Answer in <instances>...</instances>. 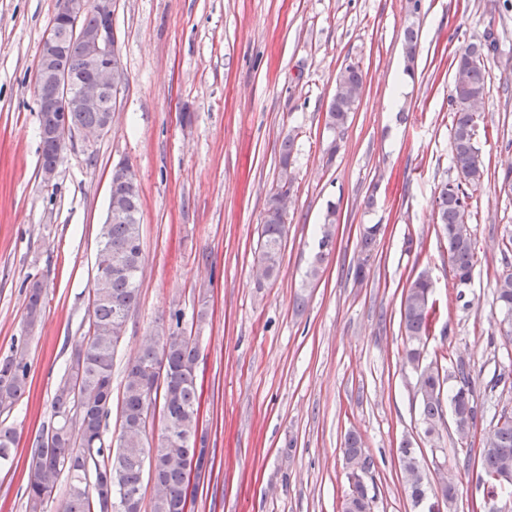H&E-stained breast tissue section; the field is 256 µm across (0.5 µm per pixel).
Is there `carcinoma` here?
I'll list each match as a JSON object with an SVG mask.
<instances>
[{
	"mask_svg": "<svg viewBox=\"0 0 512 512\" xmlns=\"http://www.w3.org/2000/svg\"><path fill=\"white\" fill-rule=\"evenodd\" d=\"M496 42L474 43L459 51L460 59L453 67V112L451 156L463 180L445 182L437 187L432 206L442 224L448 242V253L454 277L459 283L471 281L474 267V242L470 231L468 199L483 184L485 161L473 142V131L479 113L466 104L471 97L486 95L485 64L481 56L489 55ZM59 69L82 71V49L69 45L66 55L60 57ZM342 88L341 96L329 102L327 125L339 135L345 129L351 112L360 103L363 87L362 70L357 63L342 68L336 78ZM292 140L282 141L281 172L266 203L268 220L262 224L259 237L257 264L264 267L269 278H276L281 266V250L286 235L282 200L293 188L289 171ZM112 200L119 203L124 218L116 223L103 224L100 238L104 242L102 262L120 260L121 268L98 280L91 289L92 310L87 336L82 346L71 356L70 363L60 379L51 401L49 422L32 441L25 477L26 512H47L49 503L58 493V480L65 476L64 499L61 512H118L131 491L140 490L143 475L153 481L151 512H188L195 495L189 491L192 481L200 479L208 459L207 449L196 447L197 424L201 406V386L198 383V347L196 339L181 327L182 313L175 311L162 337H144L138 354L126 370L122 403L121 432L116 445L105 444L103 427L112 406V368L117 346L121 342L130 311L136 307L140 294L139 274L142 265L140 233L141 197L139 186H129L112 180ZM379 225L366 227L360 241L359 260L353 269L354 279L365 278L368 256L376 244ZM432 283L421 275L403 295L400 306V326L406 344L403 360L408 364L420 362V344L431 326L434 302ZM496 302L504 319L512 320V273L496 281ZM45 306L43 287L34 283L26 294L28 326L41 318ZM166 362L172 379L164 383H149L150 370ZM30 370L28 352L23 341L13 345L10 354L0 358V413L11 410L24 395ZM460 386L453 392L450 403L457 430L467 435L476 426L469 376L463 366L457 367ZM444 378L438 366L423 368L416 380L421 394V416L425 430H430L444 417L441 398ZM161 416L164 429L177 436L173 442H159L151 448L148 429L155 416ZM16 439L10 428L0 427V468L13 464ZM155 451L158 462L145 469V456ZM360 439L350 434L344 443L347 466L362 453ZM404 472L420 469V461L404 442L399 448ZM485 478L494 474L508 475L504 481L512 485V415L504 411L493 432L483 441L478 455ZM197 473L191 474V467ZM374 497L361 482L349 485L343 512H371Z\"/></svg>",
	"mask_w": 512,
	"mask_h": 512,
	"instance_id": "obj_1",
	"label": "carcinoma"
}]
</instances>
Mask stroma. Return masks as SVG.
<instances>
[{"instance_id": "1", "label": "stroma", "mask_w": 512, "mask_h": 512, "mask_svg": "<svg viewBox=\"0 0 512 512\" xmlns=\"http://www.w3.org/2000/svg\"><path fill=\"white\" fill-rule=\"evenodd\" d=\"M59 6L0 0V357L23 339L30 364L25 394L0 414L17 433L14 463L0 469V512H24L25 460L84 339L97 235L120 162L140 183L143 268L140 302L115 352L105 441L121 431L127 365L179 310L198 338L214 457L194 512H342L350 433L371 461L373 512H422L405 490L406 440L429 480L458 478L443 512H474L485 492L473 458L499 414L512 412V384H491L512 365L495 294L512 270V193L502 188L512 170V0H422L417 13L410 0H115L123 73L112 129L90 145L73 135L47 184L34 80ZM409 25L418 33L411 61ZM488 30L498 49L485 60L474 135L488 175L469 201L475 257L463 288L431 201L457 175L450 63ZM352 61L364 93L331 158L325 113ZM288 136L294 183L280 274L262 281L258 227ZM331 202L333 246L320 263ZM368 224L380 233L358 283L352 269ZM421 275L435 302L425 361L447 353L438 362L447 393L457 364L472 376L478 419L466 443L450 427L426 435L416 371L402 359V293ZM35 282L45 308L30 328L25 296ZM202 307L205 321L193 324Z\"/></svg>"}]
</instances>
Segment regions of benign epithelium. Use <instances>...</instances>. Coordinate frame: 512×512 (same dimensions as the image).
Segmentation results:
<instances>
[{"label":"benign epithelium","mask_w":512,"mask_h":512,"mask_svg":"<svg viewBox=\"0 0 512 512\" xmlns=\"http://www.w3.org/2000/svg\"><path fill=\"white\" fill-rule=\"evenodd\" d=\"M89 12L97 22L88 28L83 17ZM113 15L114 0H66L59 20L52 23L43 40L34 93L39 110L52 113L53 118L52 124L40 129L41 143L54 149L52 155L40 159L47 184L54 179L73 133L78 131L93 142L112 130L113 101L121 88ZM72 40L80 41L85 50V73L79 78L56 68V60ZM75 111L97 112L99 119L76 129L68 121V114Z\"/></svg>","instance_id":"obj_1"}]
</instances>
